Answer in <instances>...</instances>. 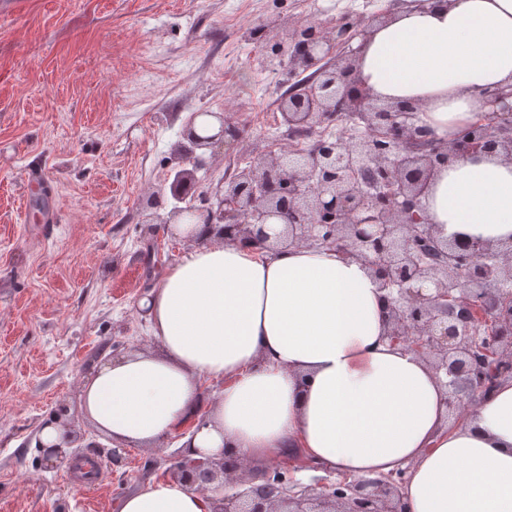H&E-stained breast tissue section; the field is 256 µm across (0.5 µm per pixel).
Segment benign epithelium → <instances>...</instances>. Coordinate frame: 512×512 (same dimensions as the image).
Wrapping results in <instances>:
<instances>
[{
  "label": "benign epithelium",
  "instance_id": "obj_1",
  "mask_svg": "<svg viewBox=\"0 0 512 512\" xmlns=\"http://www.w3.org/2000/svg\"><path fill=\"white\" fill-rule=\"evenodd\" d=\"M263 27L273 42L272 60L288 63L290 75L310 73L280 100L288 129L309 133L356 115L365 131L343 143L318 138L298 164L284 161L286 151H271L228 179L200 181L196 171L238 141L239 131L224 113L211 112L218 131L200 136V113H190L185 142L174 149L164 179L171 197L168 218H142L152 225L149 247L159 241L156 223L166 230L187 213L207 225L214 239H239L258 250L306 245L355 257L386 292L391 344L430 363L446 387V412L459 411L463 390L488 396L512 379V240L444 238L421 197L434 173L458 158L483 151L512 161V89L481 91L491 110L449 145L415 124L416 104L380 103L357 85L356 50L336 54V44L367 38L371 23L360 30L349 23L328 30L272 18ZM192 190L199 205L187 210L181 203ZM484 324L492 331L482 343L478 331ZM243 469L229 458L180 454L158 478L204 491L218 475L228 482ZM404 476H346L315 494L261 468L247 478L249 489L215 499L213 512H407ZM258 477L263 484L252 485Z\"/></svg>",
  "mask_w": 512,
  "mask_h": 512
}]
</instances>
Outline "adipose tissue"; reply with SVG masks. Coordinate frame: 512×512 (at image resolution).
Segmentation results:
<instances>
[{
	"instance_id": "obj_1",
	"label": "adipose tissue",
	"mask_w": 512,
	"mask_h": 512,
	"mask_svg": "<svg viewBox=\"0 0 512 512\" xmlns=\"http://www.w3.org/2000/svg\"><path fill=\"white\" fill-rule=\"evenodd\" d=\"M374 97L420 104L419 124L453 141L512 85V0H433L395 13L359 45ZM446 234L512 239V161L477 154L442 168L423 199ZM193 246L142 299L160 353L95 364L80 406L113 443L157 444L198 409L178 444L199 457L264 464L301 446L323 467L377 478L409 467V512H512V380L445 426V389L387 338V303L363 262L294 246L258 253L176 224ZM223 381L203 400L202 381ZM213 492L151 480L119 512H212Z\"/></svg>"
}]
</instances>
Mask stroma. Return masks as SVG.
Segmentation results:
<instances>
[{"mask_svg": "<svg viewBox=\"0 0 512 512\" xmlns=\"http://www.w3.org/2000/svg\"><path fill=\"white\" fill-rule=\"evenodd\" d=\"M405 0H14L0 6V512H119L175 442L124 448L91 492L71 466L46 468L39 429L59 404L68 456L112 447L83 416L90 366L158 352L139 307L145 280L190 250L148 254L141 210L190 113H224L241 138L213 171L298 148L278 111L290 86L240 27L282 16L358 24ZM152 115H145V108Z\"/></svg>", "mask_w": 512, "mask_h": 512, "instance_id": "35a3bbf8", "label": "stroma"}]
</instances>
